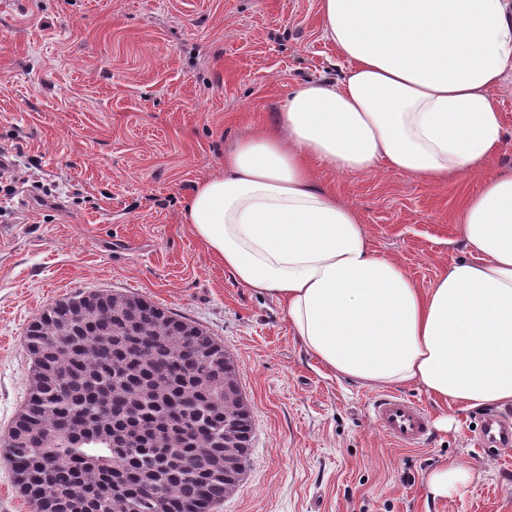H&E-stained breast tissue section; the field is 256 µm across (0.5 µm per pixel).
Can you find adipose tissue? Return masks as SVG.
Returning <instances> with one entry per match:
<instances>
[{"label":"adipose tissue","instance_id":"adipose-tissue-1","mask_svg":"<svg viewBox=\"0 0 512 512\" xmlns=\"http://www.w3.org/2000/svg\"><path fill=\"white\" fill-rule=\"evenodd\" d=\"M320 13L343 76L293 87L272 128L195 185L186 222L240 286L281 303L336 376L416 384L469 410L512 405V172L465 199L468 255L425 291L314 175L435 184L497 153L512 0H320Z\"/></svg>","mask_w":512,"mask_h":512}]
</instances>
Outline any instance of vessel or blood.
<instances>
[{"label": "vessel or blood", "mask_w": 512, "mask_h": 512, "mask_svg": "<svg viewBox=\"0 0 512 512\" xmlns=\"http://www.w3.org/2000/svg\"><path fill=\"white\" fill-rule=\"evenodd\" d=\"M371 416L377 426L404 447L418 445L429 432V417L419 403L388 393L374 401ZM480 443L488 448L512 446V421L488 416L482 426Z\"/></svg>", "instance_id": "b4317fda"}]
</instances>
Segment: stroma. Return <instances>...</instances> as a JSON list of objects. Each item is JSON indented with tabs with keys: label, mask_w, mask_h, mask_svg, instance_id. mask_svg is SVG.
<instances>
[{
	"label": "stroma",
	"mask_w": 512,
	"mask_h": 512,
	"mask_svg": "<svg viewBox=\"0 0 512 512\" xmlns=\"http://www.w3.org/2000/svg\"><path fill=\"white\" fill-rule=\"evenodd\" d=\"M345 66L319 0H0V147L63 201L0 196V437L29 392V324L79 293L136 294L207 329L238 370L251 459L216 512H512V447L476 445L485 410L396 387L452 420L397 446L371 419L378 390L315 360L279 303L237 284L185 220L195 183L222 173L290 88ZM495 96L503 146L479 169L432 185L318 175L420 289L465 254L466 196L512 168V73ZM451 463L471 482L432 497L428 476Z\"/></svg>",
	"instance_id": "35a3bbf8"
}]
</instances>
